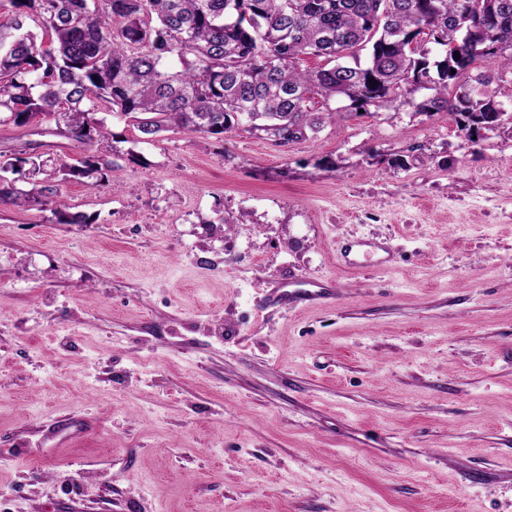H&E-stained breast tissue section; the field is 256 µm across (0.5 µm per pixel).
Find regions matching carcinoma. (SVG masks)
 <instances>
[{
  "mask_svg": "<svg viewBox=\"0 0 512 512\" xmlns=\"http://www.w3.org/2000/svg\"><path fill=\"white\" fill-rule=\"evenodd\" d=\"M501 44L512 45V0H0V124L45 123L80 144L59 172L94 186L121 168L119 151H101L109 116L144 142L221 138L241 116L250 134L293 142L320 132L336 103L366 112L424 88L406 100L416 111L446 112L469 137L512 134V109L488 90L495 76L460 82L479 59L512 72ZM304 57L324 65L303 70ZM43 174L38 154L0 161V203L61 211L60 185Z\"/></svg>",
  "mask_w": 512,
  "mask_h": 512,
  "instance_id": "carcinoma-1",
  "label": "carcinoma"
}]
</instances>
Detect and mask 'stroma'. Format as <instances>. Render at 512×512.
Listing matches in <instances>:
<instances>
[{
	"instance_id": "obj_1",
	"label": "stroma",
	"mask_w": 512,
	"mask_h": 512,
	"mask_svg": "<svg viewBox=\"0 0 512 512\" xmlns=\"http://www.w3.org/2000/svg\"><path fill=\"white\" fill-rule=\"evenodd\" d=\"M110 129L86 223L0 205V512H512L511 135L398 99L285 145ZM309 280L338 300H278Z\"/></svg>"
}]
</instances>
